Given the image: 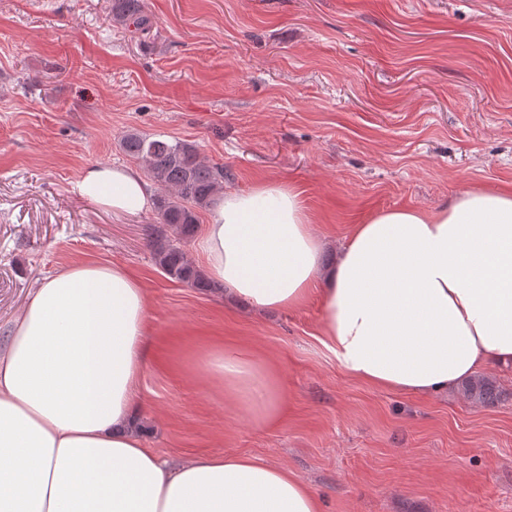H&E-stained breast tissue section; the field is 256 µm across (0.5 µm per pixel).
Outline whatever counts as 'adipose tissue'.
<instances>
[{
  "label": "adipose tissue",
  "instance_id": "adipose-tissue-1",
  "mask_svg": "<svg viewBox=\"0 0 512 512\" xmlns=\"http://www.w3.org/2000/svg\"><path fill=\"white\" fill-rule=\"evenodd\" d=\"M78 190L132 214L152 197L139 172L104 165ZM324 248L300 191L274 182L225 194L196 242L207 275L254 308L319 294V342L369 386L430 396L512 368V190L377 213L330 267ZM146 321V291L118 264L77 263L37 285L0 345V512H321L287 467L224 452L171 462L145 447ZM197 369L257 422L276 417L263 355L217 343Z\"/></svg>",
  "mask_w": 512,
  "mask_h": 512
}]
</instances>
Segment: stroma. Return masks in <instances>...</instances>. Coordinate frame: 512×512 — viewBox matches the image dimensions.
<instances>
[{
  "label": "stroma",
  "instance_id": "stroma-1",
  "mask_svg": "<svg viewBox=\"0 0 512 512\" xmlns=\"http://www.w3.org/2000/svg\"><path fill=\"white\" fill-rule=\"evenodd\" d=\"M146 3L142 36L111 0H0V337L47 276L125 266L147 291L139 426L162 457L288 466L322 512H512V372L487 370L489 407L370 388L318 343V299L256 312L172 281L146 246L155 211L76 188L89 166L137 167L127 131L186 140L225 191L294 186L335 247L383 210L512 189V0ZM212 341L278 370L274 421L195 379Z\"/></svg>",
  "mask_w": 512,
  "mask_h": 512
}]
</instances>
